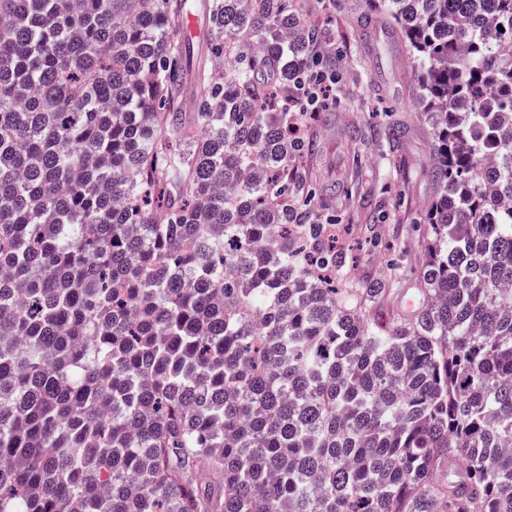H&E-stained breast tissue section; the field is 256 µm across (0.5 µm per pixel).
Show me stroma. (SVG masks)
Masks as SVG:
<instances>
[{
  "label": "stroma",
  "instance_id": "35a3bbf8",
  "mask_svg": "<svg viewBox=\"0 0 512 512\" xmlns=\"http://www.w3.org/2000/svg\"><path fill=\"white\" fill-rule=\"evenodd\" d=\"M307 24L324 34L338 81L324 108L307 116L303 137L316 150L288 163V180H316L314 207L336 217L356 258L343 273L353 285L384 280L383 305L403 313L421 300L426 260L423 216L436 196L429 175L432 131L425 122L409 55L375 0H302ZM403 120L400 140L388 125Z\"/></svg>",
  "mask_w": 512,
  "mask_h": 512
}]
</instances>
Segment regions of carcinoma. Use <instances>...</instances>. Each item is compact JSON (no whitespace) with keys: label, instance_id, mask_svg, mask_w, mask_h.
Returning a JSON list of instances; mask_svg holds the SVG:
<instances>
[{"label":"carcinoma","instance_id":"cac0c4a2","mask_svg":"<svg viewBox=\"0 0 512 512\" xmlns=\"http://www.w3.org/2000/svg\"><path fill=\"white\" fill-rule=\"evenodd\" d=\"M186 4L0 0V512H512V0H380L437 187L394 320L288 183L300 0H210L209 67Z\"/></svg>","mask_w":512,"mask_h":512}]
</instances>
